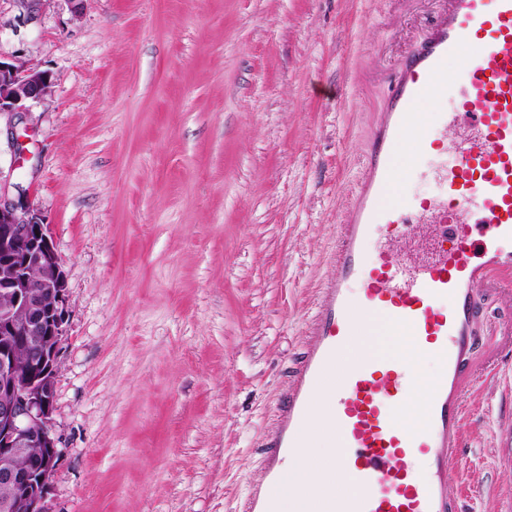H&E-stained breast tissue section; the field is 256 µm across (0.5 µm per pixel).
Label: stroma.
I'll use <instances>...</instances> for the list:
<instances>
[{
	"mask_svg": "<svg viewBox=\"0 0 512 512\" xmlns=\"http://www.w3.org/2000/svg\"><path fill=\"white\" fill-rule=\"evenodd\" d=\"M448 0H0L48 71L0 177L68 288L45 512H241L390 80ZM449 492L512 512V291L478 293Z\"/></svg>",
	"mask_w": 512,
	"mask_h": 512,
	"instance_id": "stroma-1",
	"label": "stroma"
}]
</instances>
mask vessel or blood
<instances>
[{"instance_id":"1","label":"vessel or blood","mask_w":512,"mask_h":512,"mask_svg":"<svg viewBox=\"0 0 512 512\" xmlns=\"http://www.w3.org/2000/svg\"><path fill=\"white\" fill-rule=\"evenodd\" d=\"M452 59L462 60L460 74L449 72ZM451 83L460 92L441 124L454 127L467 118L471 127L446 148L449 160L436 170L439 195L388 203L398 147L413 138L424 155L433 144L414 129V106L428 90ZM368 168L353 216L336 227V274L319 291L306 349L265 443V478L251 489L245 512H276L283 464L315 430L321 395L333 418L323 434L340 448L333 466L354 474L358 488L340 496L324 481L302 495L300 512H463L448 482L462 448L476 296L495 274L512 272V0H448L392 80L387 110L371 135ZM411 211L438 217L440 233L419 260L390 247L404 236ZM372 236L381 245L368 256L361 246ZM358 308L384 312L388 332L407 330L415 347L436 356L421 425L401 421L417 383L405 357L345 359L361 333Z\"/></svg>"}]
</instances>
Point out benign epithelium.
I'll use <instances>...</instances> for the list:
<instances>
[{"mask_svg": "<svg viewBox=\"0 0 512 512\" xmlns=\"http://www.w3.org/2000/svg\"><path fill=\"white\" fill-rule=\"evenodd\" d=\"M52 84L39 71L0 57V116L13 149V166L28 159L18 131L22 114L47 97ZM41 272L35 279L32 270ZM67 282L43 215L26 191L0 179V512H43L50 476L59 458L51 433L55 373L65 321ZM34 343L21 370L12 339ZM23 456V463L17 458Z\"/></svg>", "mask_w": 512, "mask_h": 512, "instance_id": "benign-epithelium-1", "label": "benign epithelium"}]
</instances>
